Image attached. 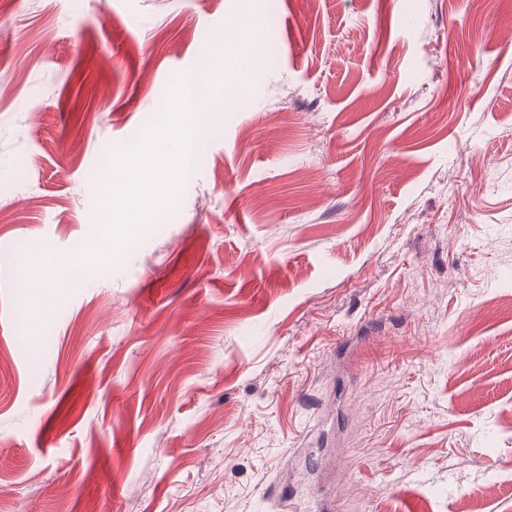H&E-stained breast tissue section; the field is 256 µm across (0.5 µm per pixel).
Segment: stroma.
Returning <instances> with one entry per match:
<instances>
[{"label": "stroma", "mask_w": 512, "mask_h": 512, "mask_svg": "<svg viewBox=\"0 0 512 512\" xmlns=\"http://www.w3.org/2000/svg\"><path fill=\"white\" fill-rule=\"evenodd\" d=\"M512 0H0V512H512ZM237 104L122 263L108 163Z\"/></svg>", "instance_id": "1"}]
</instances>
